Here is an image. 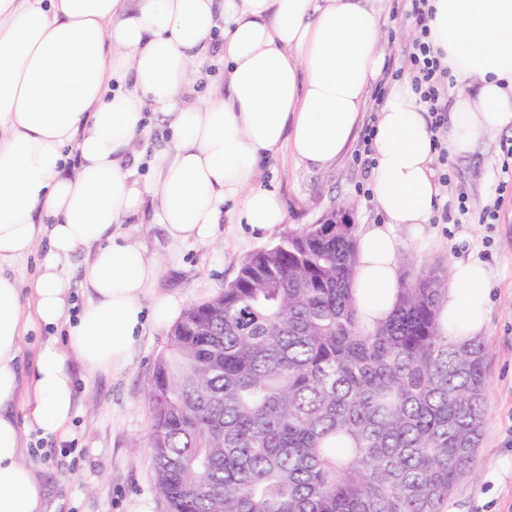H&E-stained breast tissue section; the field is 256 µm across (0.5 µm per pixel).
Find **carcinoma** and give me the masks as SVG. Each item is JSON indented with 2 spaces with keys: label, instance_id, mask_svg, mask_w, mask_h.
Here are the masks:
<instances>
[{
  "label": "carcinoma",
  "instance_id": "obj_1",
  "mask_svg": "<svg viewBox=\"0 0 512 512\" xmlns=\"http://www.w3.org/2000/svg\"><path fill=\"white\" fill-rule=\"evenodd\" d=\"M353 224H308L188 307L154 366L148 447L167 512H448L477 474L487 347L448 341L445 270L371 326Z\"/></svg>",
  "mask_w": 512,
  "mask_h": 512
}]
</instances>
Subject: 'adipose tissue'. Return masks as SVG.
<instances>
[{"mask_svg":"<svg viewBox=\"0 0 512 512\" xmlns=\"http://www.w3.org/2000/svg\"><path fill=\"white\" fill-rule=\"evenodd\" d=\"M434 53L460 86L448 148L512 129V0H430ZM368 0H0V512H45L23 461V425L66 438L74 363L124 366L143 325L156 268L122 226L142 206L134 140L150 138L146 108L169 117L172 148L154 154L157 216L169 238H213L234 203L251 231L286 222L278 194L258 186L282 151L315 167L346 148L370 83L384 64ZM221 49L225 88L181 105L191 63ZM431 116L403 81L389 92L373 140V197L383 215L357 235L353 287L362 322L393 310L403 285L399 226L430 223ZM47 244L24 302L13 263ZM83 252L81 303L62 259ZM488 271L450 269L439 319L450 341L482 336ZM67 326L36 353L21 391V338L31 323ZM23 403L25 422L12 408Z\"/></svg>","mask_w":512,"mask_h":512,"instance_id":"adipose-tissue-1","label":"adipose tissue"}]
</instances>
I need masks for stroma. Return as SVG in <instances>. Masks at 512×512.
<instances>
[{
	"label": "stroma",
	"instance_id": "obj_1",
	"mask_svg": "<svg viewBox=\"0 0 512 512\" xmlns=\"http://www.w3.org/2000/svg\"><path fill=\"white\" fill-rule=\"evenodd\" d=\"M372 7L384 35L386 63L402 65L411 22L393 18L394 0H372ZM151 120L154 138L135 142L136 176L145 199L129 230L157 269L146 305L166 296L185 309L222 292L248 255L273 246L279 237L256 238L228 203L214 241H172L156 220L150 195L152 154L169 147L171 137L159 114H152ZM352 155L345 150L335 164L319 169L285 151L263 165L260 184L278 193L288 227L316 223L340 205L349 210L355 225L371 224L381 213L365 193L370 176ZM511 158V129L485 134L467 154L449 155L448 182L441 185L435 207L436 213L448 214V223L397 230L401 252L410 259L403 278L472 259L482 261L489 273L491 312L482 336L488 347L487 403L477 448L479 477L454 489L448 512H512V194L499 191L507 179L502 165ZM461 195L468 205L464 214L457 208ZM494 204L499 207L497 223H480L482 211ZM170 329V323L146 321L122 368L91 375L75 366L76 415L69 441L24 431V459L44 489L50 512H136L143 502L152 512H166L145 441L151 426L149 381Z\"/></svg>",
	"mask_w": 512,
	"mask_h": 512
}]
</instances>
